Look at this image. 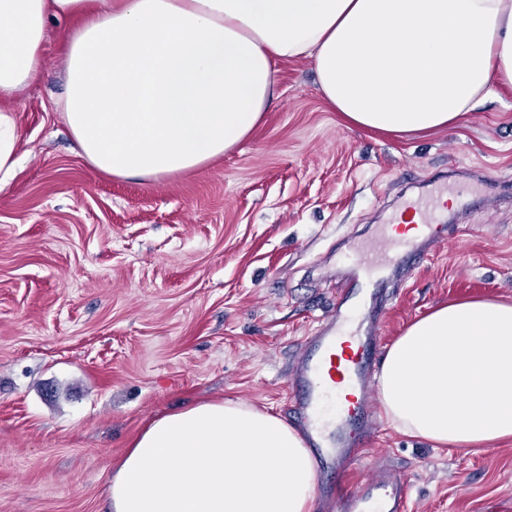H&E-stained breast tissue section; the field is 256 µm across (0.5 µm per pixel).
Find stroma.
<instances>
[{
    "instance_id": "stroma-1",
    "label": "stroma",
    "mask_w": 512,
    "mask_h": 512,
    "mask_svg": "<svg viewBox=\"0 0 512 512\" xmlns=\"http://www.w3.org/2000/svg\"><path fill=\"white\" fill-rule=\"evenodd\" d=\"M13 102L22 131L0 189V512H107V487L153 417L232 399L288 415L306 336L336 311L351 239L438 184L477 200L441 215L445 244L389 272L381 326L451 300H512V87L458 125L404 140L342 124L309 60L278 66L280 98L249 139L201 167L120 178L76 149L60 104L61 39ZM411 512H512V440L451 451L384 424L350 488L377 468Z\"/></svg>"
}]
</instances>
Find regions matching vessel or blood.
Instances as JSON below:
<instances>
[{"instance_id": "1", "label": "vessel or blood", "mask_w": 512, "mask_h": 512, "mask_svg": "<svg viewBox=\"0 0 512 512\" xmlns=\"http://www.w3.org/2000/svg\"><path fill=\"white\" fill-rule=\"evenodd\" d=\"M417 236L382 233L372 250L356 248L358 275L336 301V312L300 348L290 381L291 409L316 460V490L328 512H408L404 480L373 475L355 489H337L378 428L370 393L381 355L379 326L388 305L385 272L424 259L422 244L441 245L447 225L435 220L438 199L415 200Z\"/></svg>"}]
</instances>
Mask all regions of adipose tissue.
<instances>
[{
    "label": "adipose tissue",
    "instance_id": "ef3b65f1",
    "mask_svg": "<svg viewBox=\"0 0 512 512\" xmlns=\"http://www.w3.org/2000/svg\"><path fill=\"white\" fill-rule=\"evenodd\" d=\"M63 39L64 119L120 177L172 175L242 143L279 98V60H310L344 124L394 139L458 124L512 85V0H0V100ZM0 110V188L19 166ZM386 419L438 446L512 439V302H448L385 353ZM315 459L279 416L211 400L151 419L112 473L111 512H314Z\"/></svg>",
    "mask_w": 512,
    "mask_h": 512
}]
</instances>
